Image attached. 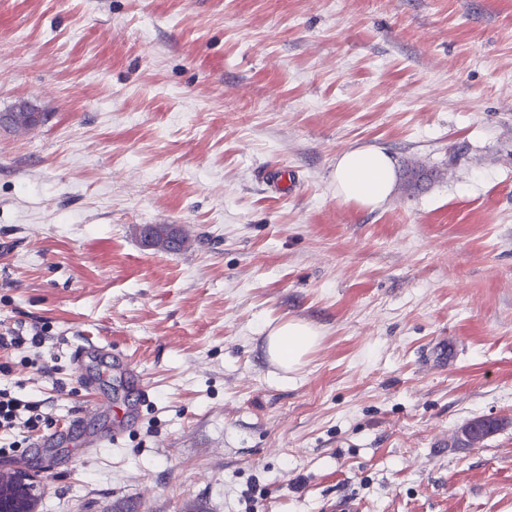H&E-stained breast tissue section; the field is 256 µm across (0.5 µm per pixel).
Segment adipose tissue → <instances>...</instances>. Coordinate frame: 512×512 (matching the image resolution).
<instances>
[{
  "mask_svg": "<svg viewBox=\"0 0 512 512\" xmlns=\"http://www.w3.org/2000/svg\"><path fill=\"white\" fill-rule=\"evenodd\" d=\"M396 176L395 162L377 147H355L336 159V198L342 204L376 209L390 199ZM320 331L298 319L288 320L269 335V352L288 370L298 368L303 357L319 342Z\"/></svg>",
  "mask_w": 512,
  "mask_h": 512,
  "instance_id": "obj_1",
  "label": "adipose tissue"
}]
</instances>
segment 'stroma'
<instances>
[{
	"label": "stroma",
	"mask_w": 512,
	"mask_h": 512,
	"mask_svg": "<svg viewBox=\"0 0 512 512\" xmlns=\"http://www.w3.org/2000/svg\"><path fill=\"white\" fill-rule=\"evenodd\" d=\"M23 100L0 325L51 332L0 362L40 437L105 438L23 444L39 512H512V0H0V112ZM356 146L395 161L383 207L336 199ZM291 318L321 338L288 371ZM85 343L150 393L113 442L132 391L86 385ZM153 226H156L157 228L155 232L157 237L152 243V248L160 251L166 250L181 252L187 250L191 246L188 235H186V233L181 228L176 229V234L173 240H170L168 237L161 236V233H164L166 231L165 228L170 226V224L137 225L135 227V233L140 237L141 240H143V235L146 230L152 229ZM320 331L298 319H290L269 334V352L285 368H298L303 357L319 342Z\"/></svg>",
	"instance_id": "35a3bbf8"
}]
</instances>
